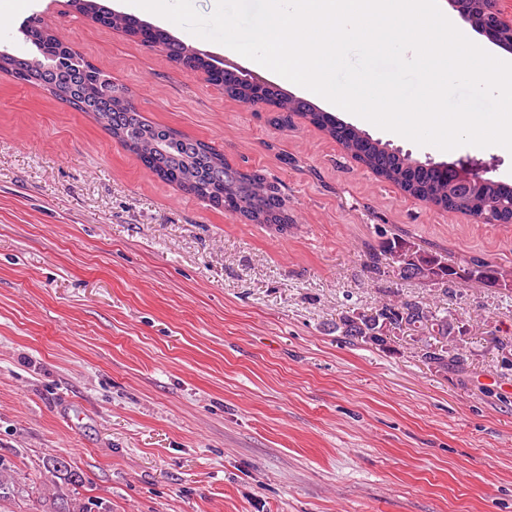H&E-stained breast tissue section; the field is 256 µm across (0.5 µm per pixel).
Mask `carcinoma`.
I'll return each mask as SVG.
<instances>
[{
  "instance_id": "cac0c4a2",
  "label": "carcinoma",
  "mask_w": 512,
  "mask_h": 512,
  "mask_svg": "<svg viewBox=\"0 0 512 512\" xmlns=\"http://www.w3.org/2000/svg\"><path fill=\"white\" fill-rule=\"evenodd\" d=\"M78 11L90 12L112 28H123L129 35L144 43L159 45L168 56L178 61L189 59L196 68H209L205 55L181 41L173 39L167 31L147 25L134 16L113 15L95 0H73ZM11 72L13 78L24 84H41L29 71L13 68L11 57L0 53V71ZM108 75L99 70L96 75L71 90L68 104L75 110L93 114L99 125L105 126L112 138L134 153L142 164L160 179L191 184L189 192L224 208L254 224L288 229L291 218L278 185L256 171L242 170L231 165L224 154L213 145L188 137L170 127L154 124L137 112H128L119 96L106 101L100 84ZM215 83L228 96L246 104L262 102L276 109V123H286L298 115L336 141L344 152L370 169L381 179L401 187L409 196L425 201L439 209L461 213L484 224L508 221L512 210V186L499 180L476 183L467 188L452 186V179L443 174L439 163L419 164L407 153L388 148L352 125L340 121L330 112H321L304 99L290 98L275 85L266 84L253 89L234 74L214 71ZM384 255L400 269V277L421 283L436 284L464 278L486 287L512 288V273L484 259H474L465 266L455 268L448 261L431 252L421 250L401 238L383 242ZM394 319L393 329L424 341L422 357L440 371L450 365H460L463 355L451 354L446 348H435L438 336L448 335V317L439 315L423 301L401 300L379 306L375 312L355 314L341 319L336 329L343 335L385 350L392 338L381 330L377 319ZM16 491L12 475L0 468V512H13L10 505ZM94 501L72 506L55 500L46 512H92Z\"/></svg>"
}]
</instances>
